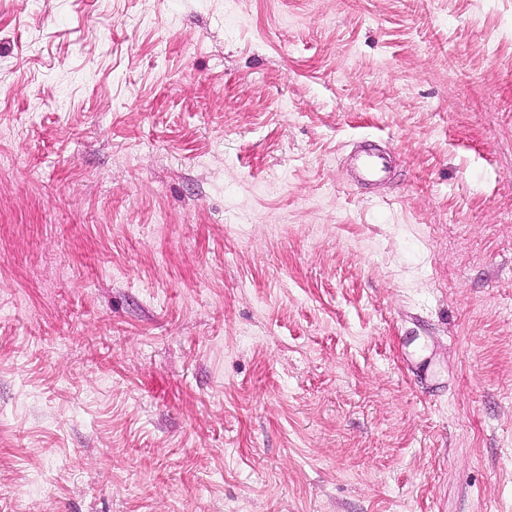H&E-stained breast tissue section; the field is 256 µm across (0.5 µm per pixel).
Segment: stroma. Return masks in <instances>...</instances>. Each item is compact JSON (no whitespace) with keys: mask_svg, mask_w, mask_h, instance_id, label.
Returning a JSON list of instances; mask_svg holds the SVG:
<instances>
[{"mask_svg":"<svg viewBox=\"0 0 512 512\" xmlns=\"http://www.w3.org/2000/svg\"><path fill=\"white\" fill-rule=\"evenodd\" d=\"M0 512H512V0H0ZM345 164L353 173L354 182L374 184L389 179L391 169L384 154L371 150H354L345 157Z\"/></svg>","mask_w":512,"mask_h":512,"instance_id":"obj_1","label":"stroma"}]
</instances>
